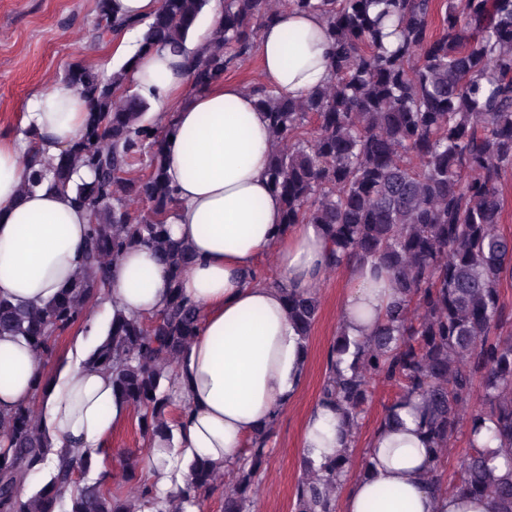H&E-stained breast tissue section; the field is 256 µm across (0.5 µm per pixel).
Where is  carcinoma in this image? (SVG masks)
Masks as SVG:
<instances>
[{
  "label": "carcinoma",
  "mask_w": 512,
  "mask_h": 512,
  "mask_svg": "<svg viewBox=\"0 0 512 512\" xmlns=\"http://www.w3.org/2000/svg\"><path fill=\"white\" fill-rule=\"evenodd\" d=\"M99 0L97 28H143L139 48L181 49L208 0H162L150 19H112ZM313 11L327 27L334 80L294 99L259 81L250 91L268 112L273 142L269 180L286 224H320L333 248L332 268L352 258L392 276L396 298L367 342L340 332L329 351L319 402L342 411L350 442L367 413L372 383L397 390L386 415L418 401L422 427L439 471L460 431L467 448L446 491L488 496L497 512H512V331L500 284L512 278V238L498 229V185L512 170V0H448L439 33L432 32L437 0H285ZM278 14L267 0H224V26L195 53L191 90L202 91L250 57L262 25ZM64 84L93 103L87 129L56 156L28 154L29 191L43 184L74 193L93 215L85 266L71 287L44 307L23 310L0 299V333L22 337L42 359L81 322L107 286L124 251L151 249L170 275V300L159 313L112 320L95 361L137 416L147 441L182 418L171 379L192 344L201 314L180 280L193 256L173 240L169 219L176 193L165 175L160 145L171 129L147 121L149 102L135 90L131 61L109 76L79 63ZM319 130L308 138L305 125ZM149 157L148 173L128 176ZM85 168L91 179L73 175ZM148 210L139 212V203ZM301 339L317 320L315 290L287 295ZM352 357L350 373L340 370ZM490 426H485V423ZM500 453L478 442L482 429ZM272 426L251 437L232 467L224 512H250L270 457ZM0 512H190L217 475L190 465L185 487L163 493L125 464L122 480L137 488L123 499L85 483L92 455L48 467L46 435L34 403L0 414ZM502 459L507 473L494 475ZM49 479L30 498L18 489L33 474ZM351 455L307 470L295 488L296 512H337V492L351 477Z\"/></svg>",
  "instance_id": "obj_1"
}]
</instances>
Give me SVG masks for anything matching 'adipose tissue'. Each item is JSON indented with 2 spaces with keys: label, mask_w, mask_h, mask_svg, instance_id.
<instances>
[{
  "label": "adipose tissue",
  "mask_w": 512,
  "mask_h": 512,
  "mask_svg": "<svg viewBox=\"0 0 512 512\" xmlns=\"http://www.w3.org/2000/svg\"><path fill=\"white\" fill-rule=\"evenodd\" d=\"M197 47L193 40L178 54L166 48L131 52V76L154 110L171 120V137L162 144L166 175L178 197L169 226L172 238L193 253L180 288L203 314L173 380L186 414L169 438L154 439L152 446L160 460L173 452L185 463L203 462L220 473L302 387L306 352L288 315L286 293L317 284L331 245L320 225L283 224L282 203L268 177V115L249 89L222 80L188 93L187 59ZM257 52L262 81L288 97H304L331 79L326 25L317 14L276 15L262 26ZM90 110L83 95L55 86L30 97L23 126L37 133V149L56 155L80 137ZM26 152L22 139L0 137V298L36 309L73 283L91 215L71 194L44 185L22 192L29 174ZM271 249L282 287L247 283V272ZM341 271L340 325L349 338L366 340L394 299L391 278L358 260ZM169 298L165 267L148 249L133 248L112 266L100 307L113 317H140L158 313ZM106 336L101 319H91L39 394L41 363L21 337L0 335V412L39 400L51 455L100 448L128 415L111 373L91 362ZM349 446L335 405L316 404L305 422L303 461L317 466ZM366 452V471L347 486L343 512L496 510L491 499L446 493L427 482L433 456L416 404L402 406L375 430Z\"/></svg>",
  "instance_id": "adipose-tissue-1"
}]
</instances>
